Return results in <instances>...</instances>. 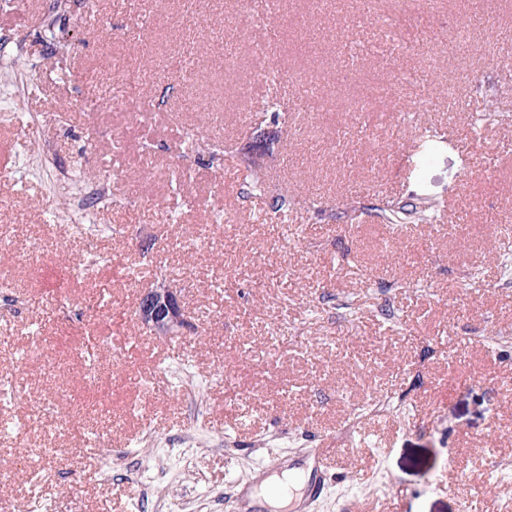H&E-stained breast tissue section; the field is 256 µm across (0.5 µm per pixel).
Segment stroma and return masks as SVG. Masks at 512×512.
I'll use <instances>...</instances> for the list:
<instances>
[{
	"label": "stroma",
	"mask_w": 512,
	"mask_h": 512,
	"mask_svg": "<svg viewBox=\"0 0 512 512\" xmlns=\"http://www.w3.org/2000/svg\"><path fill=\"white\" fill-rule=\"evenodd\" d=\"M20 0L0 29L28 58L0 68V512H25L38 481L50 512H232L271 454L319 448L330 459L315 512H495L512 499V0H91L88 11ZM50 12L66 44L36 28ZM277 31L282 70L324 76L320 111L288 114L265 168L271 194L243 193L233 160L187 146L190 130L225 147L248 142L269 92L252 44ZM190 57L188 72L167 66ZM138 58L135 100L108 111L115 86L80 75ZM180 116L157 120L150 147L123 161L126 187L100 224L123 237L90 240L49 224L48 186L12 169L30 152L27 122L42 120L48 169L102 174L112 146L100 125L124 127L158 99ZM498 123L473 135L479 110ZM55 112L64 124L50 123ZM425 151L414 142L424 128ZM194 172L169 215L167 169ZM428 201L440 224L393 233L374 210ZM37 242L38 257L19 261ZM119 258L120 278L75 258ZM163 274L194 325L158 336L137 319L141 288ZM79 309L63 321L57 300ZM131 344L113 351L108 326ZM287 325L288 340L274 336ZM264 356L255 369L252 355ZM397 411L355 416L374 398ZM198 444L173 446L194 421ZM135 446L137 467L102 469ZM474 489L466 497L458 477Z\"/></svg>",
	"instance_id": "stroma-1"
}]
</instances>
